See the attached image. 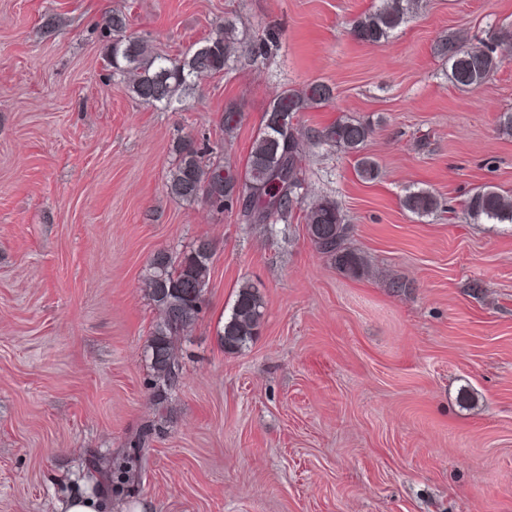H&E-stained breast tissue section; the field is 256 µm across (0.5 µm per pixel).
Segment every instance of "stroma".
I'll return each instance as SVG.
<instances>
[{"mask_svg": "<svg viewBox=\"0 0 512 512\" xmlns=\"http://www.w3.org/2000/svg\"><path fill=\"white\" fill-rule=\"evenodd\" d=\"M375 2L0 0V512H54L76 493L108 512H512V224L464 209L480 186L512 195L498 129L512 59L460 88L433 50L451 33L494 44L512 0H422L389 42L365 44L351 24ZM118 12L173 57L232 15L244 45L178 109L154 107L110 74L102 33ZM269 31L277 46L253 61ZM314 81L335 100L298 118L304 204L288 221L168 194L179 141L243 169L276 95ZM230 105L244 119L227 136ZM342 114L375 128V181L313 136ZM421 190L432 215L403 205ZM323 198L352 225L363 275L310 241L306 208ZM201 239L210 283L162 407L143 276ZM246 282L265 315L228 354L218 333ZM134 454L122 487L97 469Z\"/></svg>", "mask_w": 512, "mask_h": 512, "instance_id": "stroma-1", "label": "stroma"}]
</instances>
